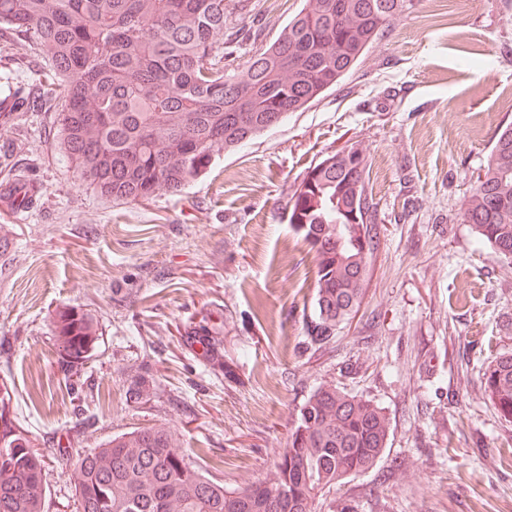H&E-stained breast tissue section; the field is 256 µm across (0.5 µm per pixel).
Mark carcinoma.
<instances>
[{"label": "carcinoma", "mask_w": 512, "mask_h": 512, "mask_svg": "<svg viewBox=\"0 0 512 512\" xmlns=\"http://www.w3.org/2000/svg\"><path fill=\"white\" fill-rule=\"evenodd\" d=\"M405 0H307L277 38L250 50L261 28L243 24L228 0H0V28L45 56L43 82L64 98L60 149L86 188L114 202L177 194L220 154L300 112L337 87ZM3 117L27 99L12 88ZM309 167L286 203L288 224L314 254L312 311L304 351L330 348L358 311L359 268L380 245L367 156ZM463 223L477 246L512 264V125L497 135L470 188ZM59 354L78 369L98 339L91 316L60 309ZM209 364L234 375L222 342L197 336ZM500 419L512 423V352L482 373ZM389 417L371 399L324 382L301 404L271 477L229 491L208 478L164 426L135 429L78 456L67 476L76 512H317L319 494L376 465L388 447ZM44 455L20 425L0 429V512H45Z\"/></svg>", "instance_id": "cac0c4a2"}]
</instances>
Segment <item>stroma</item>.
Listing matches in <instances>:
<instances>
[{
  "label": "stroma",
  "mask_w": 512,
  "mask_h": 512,
  "mask_svg": "<svg viewBox=\"0 0 512 512\" xmlns=\"http://www.w3.org/2000/svg\"><path fill=\"white\" fill-rule=\"evenodd\" d=\"M305 0H249L274 40ZM46 58L0 30V70L37 90ZM512 0H409L341 86L216 158L177 194L98 197L59 145L60 101L0 122V160L39 192L0 201V387L46 454L48 512H75L66 460L154 425L181 433L198 466L234 490L267 477L303 399L332 381L384 407L388 447L332 497L354 512H512V423L481 384L512 351V265L476 247L458 213L512 123ZM364 151L381 225L360 309L332 348L301 346L312 253L288 223L304 172ZM76 307L99 338L79 376L55 345ZM215 336L234 377L197 344ZM148 384L152 399L130 391Z\"/></svg>",
  "instance_id": "35a3bbf8"
}]
</instances>
